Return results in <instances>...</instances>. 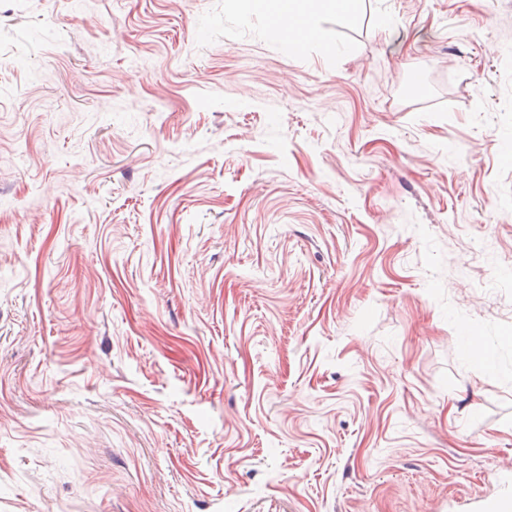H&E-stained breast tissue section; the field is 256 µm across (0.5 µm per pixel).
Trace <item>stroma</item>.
I'll use <instances>...</instances> for the list:
<instances>
[{"mask_svg": "<svg viewBox=\"0 0 512 512\" xmlns=\"http://www.w3.org/2000/svg\"><path fill=\"white\" fill-rule=\"evenodd\" d=\"M307 19L0 0V512L512 494V0Z\"/></svg>", "mask_w": 512, "mask_h": 512, "instance_id": "1", "label": "stroma"}]
</instances>
